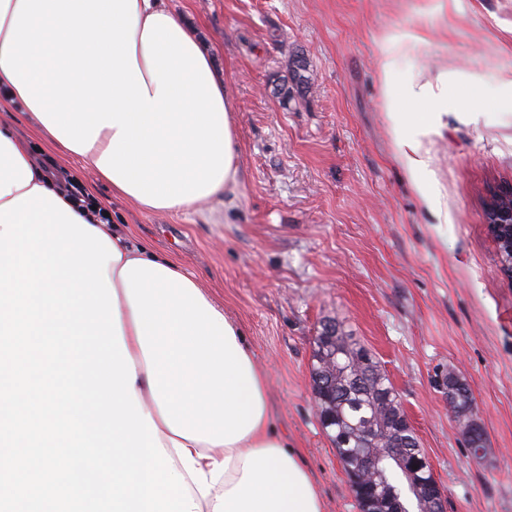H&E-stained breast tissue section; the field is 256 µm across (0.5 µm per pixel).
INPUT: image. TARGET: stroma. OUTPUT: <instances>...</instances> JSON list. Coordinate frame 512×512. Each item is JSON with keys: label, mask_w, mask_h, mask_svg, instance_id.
<instances>
[{"label": "stroma", "mask_w": 512, "mask_h": 512, "mask_svg": "<svg viewBox=\"0 0 512 512\" xmlns=\"http://www.w3.org/2000/svg\"><path fill=\"white\" fill-rule=\"evenodd\" d=\"M191 20L235 101L240 180L223 202L158 215L60 159L134 241L177 260L242 328L270 403L324 512H359L311 390L328 322L372 353L399 395L446 512H512V279L483 218L512 183V0H168ZM392 82L448 76L443 125L401 155ZM428 181L438 211L423 202ZM470 386L475 459L444 377Z\"/></svg>", "instance_id": "35a3bbf8"}]
</instances>
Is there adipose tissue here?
Masks as SVG:
<instances>
[{"mask_svg": "<svg viewBox=\"0 0 512 512\" xmlns=\"http://www.w3.org/2000/svg\"><path fill=\"white\" fill-rule=\"evenodd\" d=\"M394 100L413 173L420 135L448 110V82L406 85ZM2 108L28 113L52 145L151 213L215 202L239 179L234 100L196 28L164 0H0ZM36 186L57 189L0 127V205ZM92 225L120 254L108 276L136 395L198 512H323L238 324L177 263Z\"/></svg>", "mask_w": 512, "mask_h": 512, "instance_id": "obj_1", "label": "adipose tissue"}]
</instances>
